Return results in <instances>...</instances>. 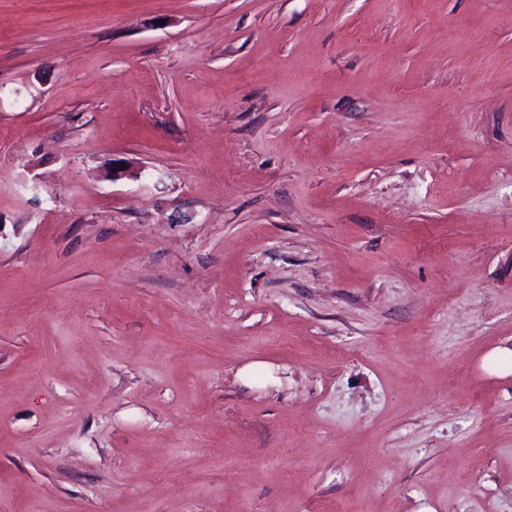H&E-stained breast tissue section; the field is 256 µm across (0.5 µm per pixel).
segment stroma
Instances as JSON below:
<instances>
[{"label":"stroma","instance_id":"35a3bbf8","mask_svg":"<svg viewBox=\"0 0 512 512\" xmlns=\"http://www.w3.org/2000/svg\"><path fill=\"white\" fill-rule=\"evenodd\" d=\"M498 348L512 0H0V512H512Z\"/></svg>","mask_w":512,"mask_h":512}]
</instances>
